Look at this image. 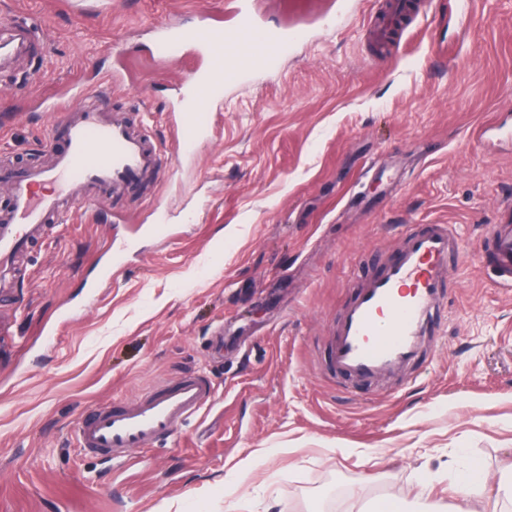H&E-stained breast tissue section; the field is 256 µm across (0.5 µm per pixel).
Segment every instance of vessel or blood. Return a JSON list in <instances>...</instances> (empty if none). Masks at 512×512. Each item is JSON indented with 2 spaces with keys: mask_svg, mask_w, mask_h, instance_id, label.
I'll return each instance as SVG.
<instances>
[{
  "mask_svg": "<svg viewBox=\"0 0 512 512\" xmlns=\"http://www.w3.org/2000/svg\"><path fill=\"white\" fill-rule=\"evenodd\" d=\"M305 28L263 25L245 10L227 29H179L158 45L167 58L175 45L190 42L206 56L207 67L195 83V101L176 123L183 150L195 148L207 132L208 103L224 88L238 83L252 69L274 68ZM33 30L22 22L0 26V71L14 69L32 55ZM53 120L42 143L46 164L12 174L11 207L0 214V294L12 292L14 262L40 237L64 206L88 200L105 186L122 194L159 171L156 145L144 131L134 130L123 112H105L91 105L73 110L51 105ZM400 251L374 277L357 288L353 301L336 319L337 334L329 344L332 368L365 381L421 363L424 338L455 272L464 264L461 244L448 224L405 225ZM486 255L500 283L512 288V225L493 224L486 233ZM213 392L211 381L189 373L151 389L133 402L94 409L75 430L77 445L98 456H117L131 448L158 445L170 431L198 413Z\"/></svg>",
  "mask_w": 512,
  "mask_h": 512,
  "instance_id": "vessel-or-blood-1",
  "label": "vessel or blood"
}]
</instances>
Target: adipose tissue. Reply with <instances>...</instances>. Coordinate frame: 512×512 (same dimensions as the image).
Returning <instances> with one entry per match:
<instances>
[{
  "label": "adipose tissue",
  "mask_w": 512,
  "mask_h": 512,
  "mask_svg": "<svg viewBox=\"0 0 512 512\" xmlns=\"http://www.w3.org/2000/svg\"><path fill=\"white\" fill-rule=\"evenodd\" d=\"M448 497V512H502V502L512 501V460L493 476L479 461H470L449 482Z\"/></svg>",
  "instance_id": "ef3b65f1"
}]
</instances>
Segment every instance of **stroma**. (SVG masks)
I'll return each mask as SVG.
<instances>
[{"instance_id": "stroma-1", "label": "stroma", "mask_w": 512, "mask_h": 512, "mask_svg": "<svg viewBox=\"0 0 512 512\" xmlns=\"http://www.w3.org/2000/svg\"><path fill=\"white\" fill-rule=\"evenodd\" d=\"M244 1L307 35L225 87L182 151L175 118L207 60L190 44L162 60L157 42L231 26ZM389 2L0 0V23L35 33L30 72H0L1 166L41 163L71 84L70 105L101 97L161 157L149 186L64 212L0 302V512H345L414 501L422 475L444 502L449 467L512 455V288L484 256L488 226L512 224V0H413L380 47ZM405 224L452 225L469 258L423 365L346 378L326 341ZM193 372L213 397L166 442L109 462L78 448L89 411Z\"/></svg>"}]
</instances>
